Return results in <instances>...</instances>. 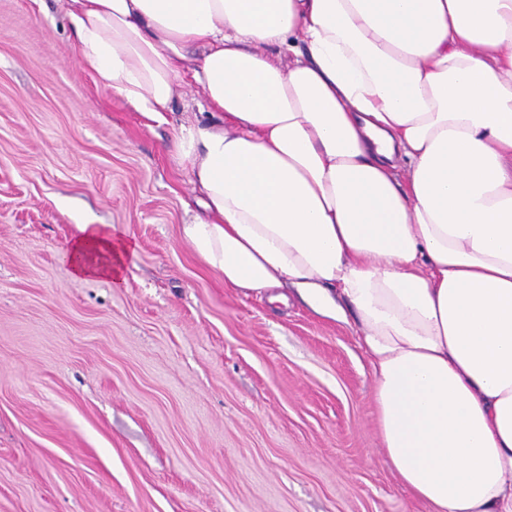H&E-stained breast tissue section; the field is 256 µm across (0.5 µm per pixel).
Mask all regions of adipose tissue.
Returning <instances> with one entry per match:
<instances>
[{
	"instance_id": "1",
	"label": "adipose tissue",
	"mask_w": 512,
	"mask_h": 512,
	"mask_svg": "<svg viewBox=\"0 0 512 512\" xmlns=\"http://www.w3.org/2000/svg\"><path fill=\"white\" fill-rule=\"evenodd\" d=\"M79 63L176 131L224 285L355 328L429 512H512V0H59ZM131 242L83 224L78 277Z\"/></svg>"
}]
</instances>
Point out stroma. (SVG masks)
Listing matches in <instances>:
<instances>
[{
	"label": "stroma",
	"instance_id": "obj_1",
	"mask_svg": "<svg viewBox=\"0 0 512 512\" xmlns=\"http://www.w3.org/2000/svg\"><path fill=\"white\" fill-rule=\"evenodd\" d=\"M56 0H0V512H428L391 469L354 328L225 287L181 236L174 132L76 58ZM136 252L74 276L79 225Z\"/></svg>",
	"mask_w": 512,
	"mask_h": 512
}]
</instances>
